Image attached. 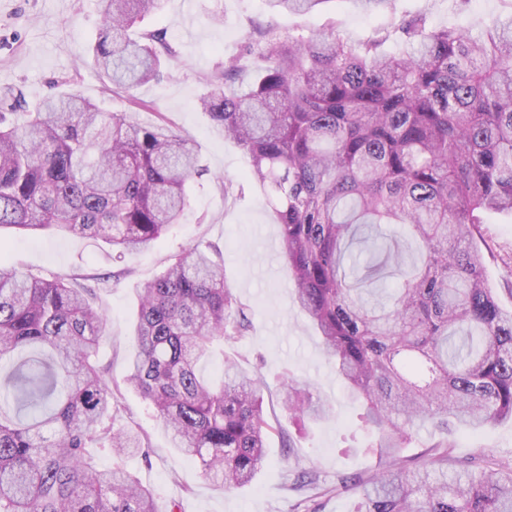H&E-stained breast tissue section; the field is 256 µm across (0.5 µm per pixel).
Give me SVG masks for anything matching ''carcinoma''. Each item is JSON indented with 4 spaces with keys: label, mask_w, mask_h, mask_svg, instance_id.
<instances>
[{
    "label": "carcinoma",
    "mask_w": 512,
    "mask_h": 512,
    "mask_svg": "<svg viewBox=\"0 0 512 512\" xmlns=\"http://www.w3.org/2000/svg\"><path fill=\"white\" fill-rule=\"evenodd\" d=\"M162 0H107L92 61L130 90L163 77L175 50L163 31L132 29ZM311 12L330 0H265ZM351 43L334 24L308 39L269 27L224 56L199 107L251 158V176L281 226L293 294L349 395L364 409L367 451L381 468L358 480L351 512H512V467L450 476L448 440L408 470L416 430L478 431L512 420V309L485 275L478 242L492 213L512 214V14L476 29L401 23ZM261 74L244 81L249 56ZM21 88H0V227L102 240L121 255L149 248L180 223L187 184L205 174L166 122L60 93L19 124ZM364 229L388 241L361 282L402 279L370 306L346 281L345 253ZM78 277H32L0 258V512H158L123 466L148 456L138 426L115 427L118 398L95 359L107 315ZM223 265L193 247L140 288L126 382L178 453L226 492L250 486L274 431L263 383L234 359L218 382L198 374L214 344L250 328ZM293 418L332 408L287 375ZM111 458L103 469L98 457Z\"/></svg>",
    "instance_id": "carcinoma-1"
}]
</instances>
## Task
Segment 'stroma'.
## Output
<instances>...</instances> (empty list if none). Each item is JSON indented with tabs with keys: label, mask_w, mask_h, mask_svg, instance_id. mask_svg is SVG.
Returning <instances> with one entry per match:
<instances>
[{
	"label": "stroma",
	"mask_w": 512,
	"mask_h": 512,
	"mask_svg": "<svg viewBox=\"0 0 512 512\" xmlns=\"http://www.w3.org/2000/svg\"><path fill=\"white\" fill-rule=\"evenodd\" d=\"M103 9V0H0V87H20L31 108L65 86L102 111L124 112L144 125L164 118L189 140L207 173L188 184L190 206L183 223L147 249L118 259L102 241L4 227L0 256L36 277L80 274L94 287V303L109 319L102 363L125 407L121 421L137 423L151 444L149 458H131L127 466L155 490L159 512L173 500L182 512H350L352 479L378 466L377 458L363 450L368 440L360 426L363 408L346 396L318 336L294 303L288 267L279 255L280 227L260 185L246 176L247 155L222 138L197 101L209 90L207 76L225 55L252 43L258 27L312 36L334 24L357 41L419 14L437 28H471L487 16L512 12V0H472L464 13L449 0H390L369 13L354 0H329L322 10L305 15L269 13L263 0H195L189 13L182 0H163L143 26L165 30L177 55L160 81L128 92L105 86L90 62ZM221 177L231 180L230 191L218 186ZM485 239L487 277L500 291L512 284V217L493 215ZM194 245L221 250L224 280L248 307L250 332L237 350L242 366L264 379L266 414L278 427L255 483L231 493L210 485L195 463L177 454L147 403L125 385L139 288L160 275L172 255ZM286 372L333 404L334 418L298 429L279 396ZM448 442V470L477 473L510 463L512 421L476 432L460 430ZM302 469L315 470L318 484L297 488L295 476Z\"/></svg>",
	"instance_id": "35a3bbf8"
}]
</instances>
